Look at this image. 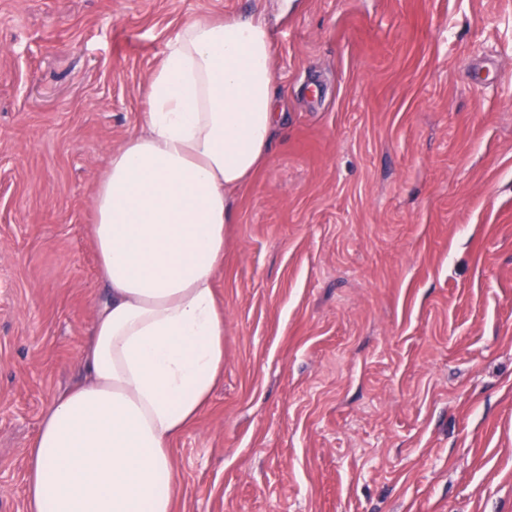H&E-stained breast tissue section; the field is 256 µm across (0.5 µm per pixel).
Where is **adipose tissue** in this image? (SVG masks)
Wrapping results in <instances>:
<instances>
[{
  "label": "adipose tissue",
  "instance_id": "obj_1",
  "mask_svg": "<svg viewBox=\"0 0 512 512\" xmlns=\"http://www.w3.org/2000/svg\"><path fill=\"white\" fill-rule=\"evenodd\" d=\"M272 43L251 19L186 23L146 91L142 129L113 152L90 226L106 295L83 378L44 409L27 512H173L171 445L224 378L231 199L267 161L283 115Z\"/></svg>",
  "mask_w": 512,
  "mask_h": 512
}]
</instances>
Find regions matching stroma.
I'll return each mask as SVG.
<instances>
[{
    "instance_id": "1",
    "label": "stroma",
    "mask_w": 512,
    "mask_h": 512,
    "mask_svg": "<svg viewBox=\"0 0 512 512\" xmlns=\"http://www.w3.org/2000/svg\"><path fill=\"white\" fill-rule=\"evenodd\" d=\"M249 15L286 120L174 512H512V0H0V512L81 373L111 152L182 25Z\"/></svg>"
}]
</instances>
